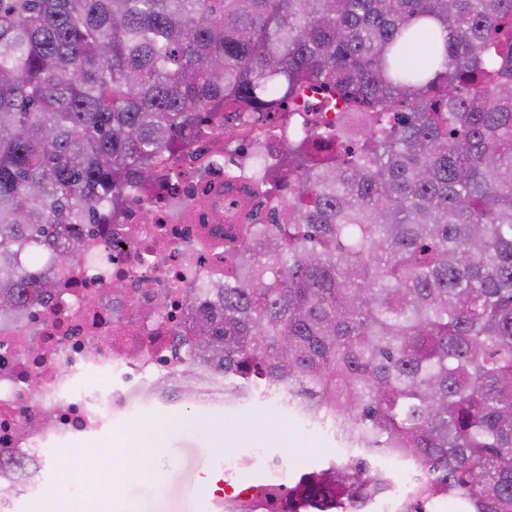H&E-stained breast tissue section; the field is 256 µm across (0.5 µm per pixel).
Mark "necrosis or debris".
Wrapping results in <instances>:
<instances>
[{
  "label": "necrosis or debris",
  "mask_w": 512,
  "mask_h": 512,
  "mask_svg": "<svg viewBox=\"0 0 512 512\" xmlns=\"http://www.w3.org/2000/svg\"><path fill=\"white\" fill-rule=\"evenodd\" d=\"M332 113L227 112L193 127L168 172L162 199L132 193L119 218L100 213L90 263L72 268L50 307L0 320V512L35 504L52 459L75 439L100 441L112 421L177 399L234 415L224 381L205 376L179 389L176 336L188 322L193 290L224 274L228 237L273 220L260 175L280 174L289 135H305ZM93 298L92 308L83 301ZM124 325V335L112 333Z\"/></svg>",
  "instance_id": "1"
}]
</instances>
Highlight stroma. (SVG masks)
I'll return each instance as SVG.
<instances>
[{"mask_svg": "<svg viewBox=\"0 0 512 512\" xmlns=\"http://www.w3.org/2000/svg\"><path fill=\"white\" fill-rule=\"evenodd\" d=\"M156 417L170 418L173 424L157 450L160 468L152 481H124L123 458L138 448L139 441L130 425L117 421L111 438L103 444L110 459L99 467L103 475L99 489L72 502L73 476L50 468L44 486L58 503L54 512H212V496L202 480L203 466L259 448L287 459L293 472L300 474L331 457L330 439L309 432L297 418L272 413L259 400L241 406L232 418L176 403L147 409L141 415L145 421ZM200 419L212 421L213 431L200 430L196 425Z\"/></svg>", "mask_w": 512, "mask_h": 512, "instance_id": "stroma-1", "label": "stroma"}]
</instances>
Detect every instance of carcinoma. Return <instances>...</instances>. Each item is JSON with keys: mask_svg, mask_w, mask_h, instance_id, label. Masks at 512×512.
I'll return each mask as SVG.
<instances>
[{"mask_svg": "<svg viewBox=\"0 0 512 512\" xmlns=\"http://www.w3.org/2000/svg\"><path fill=\"white\" fill-rule=\"evenodd\" d=\"M511 22L512 0H0V314L53 303L77 226L184 128L320 93L366 113L361 144L288 148L275 232L196 289L180 379L285 386L353 448L224 512H366L393 486L377 456L419 474L405 512H512Z\"/></svg>", "mask_w": 512, "mask_h": 512, "instance_id": "cac0c4a2", "label": "carcinoma"}]
</instances>
